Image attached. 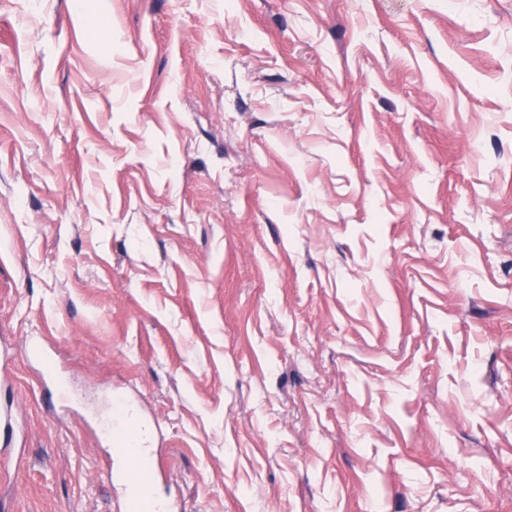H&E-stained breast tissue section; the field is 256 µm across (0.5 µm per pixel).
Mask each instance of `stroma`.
Instances as JSON below:
<instances>
[{
    "mask_svg": "<svg viewBox=\"0 0 512 512\" xmlns=\"http://www.w3.org/2000/svg\"><path fill=\"white\" fill-rule=\"evenodd\" d=\"M4 512H512V0H0ZM117 405L124 415L137 424V428L126 423H118L114 428V435L122 434L126 437L129 447L137 448L138 456L150 458L140 465L126 466L122 470H109L112 487L117 484L123 486L125 499L123 510L125 512H171L176 511L172 504H163L155 496V486L161 476V467L152 457L151 434L147 424L140 421L135 408L128 399L117 398Z\"/></svg>",
    "mask_w": 512,
    "mask_h": 512,
    "instance_id": "35a3bbf8",
    "label": "stroma"
}]
</instances>
